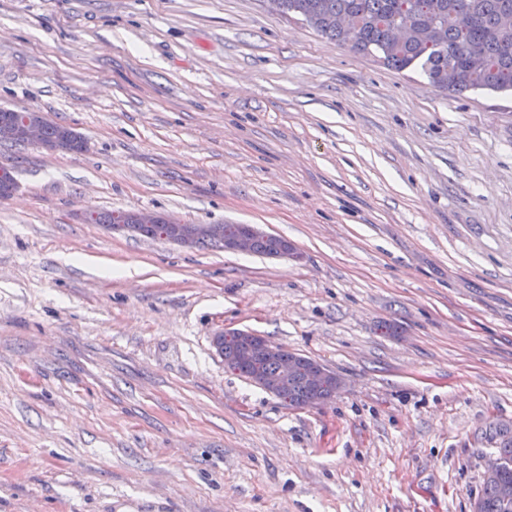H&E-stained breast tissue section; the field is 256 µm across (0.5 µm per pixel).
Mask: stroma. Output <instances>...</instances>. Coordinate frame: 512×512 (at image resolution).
I'll list each match as a JSON object with an SVG mask.
<instances>
[{"instance_id": "stroma-1", "label": "stroma", "mask_w": 512, "mask_h": 512, "mask_svg": "<svg viewBox=\"0 0 512 512\" xmlns=\"http://www.w3.org/2000/svg\"><path fill=\"white\" fill-rule=\"evenodd\" d=\"M0 512H471L512 427V93L433 88L263 0H0ZM253 224L298 259L111 231ZM343 381L295 409L213 344ZM27 110L0 109V126L2 124L9 125L1 127L0 139H16L26 144L38 145L50 151L61 150L59 144H48L65 138L70 127L60 122L46 118L42 125V140L40 136V127L43 117L39 114L34 115L30 120L27 119L22 127H12L10 125H18L23 122L26 116H29Z\"/></svg>"}]
</instances>
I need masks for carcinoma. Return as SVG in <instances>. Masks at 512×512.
<instances>
[{
	"instance_id": "obj_1",
	"label": "carcinoma",
	"mask_w": 512,
	"mask_h": 512,
	"mask_svg": "<svg viewBox=\"0 0 512 512\" xmlns=\"http://www.w3.org/2000/svg\"><path fill=\"white\" fill-rule=\"evenodd\" d=\"M472 16L467 27L458 26L453 15ZM281 14L295 16L323 38L349 50L375 58L384 66L402 72L419 69L429 84L461 93L469 90L512 91V0H281ZM350 16L359 24L350 35L341 20ZM402 19L409 34L395 42L390 24ZM69 126L46 119L42 140L46 143L65 138ZM130 212H94V224H129ZM243 342L224 337V361L245 378L279 377L286 359L267 354L249 361L243 356ZM310 358L298 355L297 368L288 380L285 400L303 408L320 396L326 400L336 387L314 393L303 376ZM472 512H512V465L483 476L481 493L473 500Z\"/></svg>"
}]
</instances>
